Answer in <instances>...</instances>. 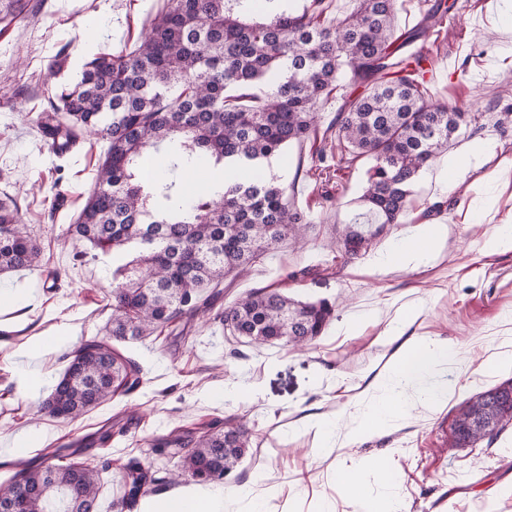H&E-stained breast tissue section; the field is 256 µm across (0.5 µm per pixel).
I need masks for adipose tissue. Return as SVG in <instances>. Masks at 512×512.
<instances>
[{
  "label": "adipose tissue",
  "mask_w": 512,
  "mask_h": 512,
  "mask_svg": "<svg viewBox=\"0 0 512 512\" xmlns=\"http://www.w3.org/2000/svg\"><path fill=\"white\" fill-rule=\"evenodd\" d=\"M447 237L448 227L444 224L401 237L377 258L376 265L387 271L424 265L439 254ZM419 316L418 305L410 303L399 315L387 320L383 335L395 350L368 381L357 384L352 397L360 412L356 427L342 429L335 417L311 419V426L320 436L321 454L340 452L384 436L410 413L429 417L447 407L455 389L449 386L445 374L458 359V345L441 336L408 334V327ZM336 481L362 512H395L386 496L370 492L361 470H339ZM242 494L239 488L217 493L201 485L184 487L172 494L149 498L141 512H231Z\"/></svg>",
  "instance_id": "adipose-tissue-1"
}]
</instances>
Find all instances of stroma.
Listing matches in <instances>:
<instances>
[{
	"mask_svg": "<svg viewBox=\"0 0 512 512\" xmlns=\"http://www.w3.org/2000/svg\"><path fill=\"white\" fill-rule=\"evenodd\" d=\"M32 13L0 21V198H14L42 250L40 267L0 274V480L13 471L8 454L18 437L38 438L29 457L93 433L115 418L132 419L126 437L95 448L89 460L102 467L99 512L119 508L121 475L138 460L163 477L156 494L172 491L165 478L176 469L168 455L149 453L153 440L172 432L197 431L207 423L236 417L253 432L248 455L222 485L274 488L266 512H354L336 484V471L357 468L372 455L396 471L391 488L402 512H512V426L493 442L472 448L448 445L457 405L475 393L512 379V368L483 371L493 354H512V250L486 253L484 240L512 225V125L494 128L490 113L512 107V0H457L455 10L405 48L432 60L434 103L474 102L483 128L471 141H455L446 156L465 144L481 148L478 164H461L455 187L440 199L434 176L424 172L413 187L403 222L387 226L370 253L347 261L330 244L344 234L359 208L369 161L341 172H319L316 153L342 107L332 93L319 108L318 138L291 144L272 158L267 178L287 184L288 200L310 218L302 245L270 250L244 272L225 276L224 304L249 292L280 289L302 301L328 300L336 317L306 351L278 345L255 346L225 336L214 319H194L188 342L176 328L162 336L127 344L143 368V383L113 397L84 416L62 422L38 413L37 405L63 372L69 345L43 350L44 337L69 332L73 340L103 335L111 316L103 294L112 282V259L89 246L75 247L68 232L94 183L105 145L91 139L65 155L54 154L36 123L38 113L62 86L76 81L84 63L99 50L130 52L145 37L149 18L164 0H31ZM492 32V44L480 36ZM438 222L450 229L442 257L414 271H375L373 253L413 227L426 223L435 202ZM423 297L414 325L425 336H445L460 348L447 379L456 394L432 419L404 421L394 434L348 449L341 457L316 454L309 412L341 413L354 424L350 395L332 389L328 372L353 383L392 352L383 323L369 319L353 335L339 327L351 311L381 310L396 315L408 300ZM242 387L249 398L225 396Z\"/></svg>",
	"mask_w": 512,
	"mask_h": 512,
	"instance_id": "stroma-1",
	"label": "stroma"
}]
</instances>
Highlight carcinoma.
<instances>
[{"mask_svg":"<svg viewBox=\"0 0 512 512\" xmlns=\"http://www.w3.org/2000/svg\"><path fill=\"white\" fill-rule=\"evenodd\" d=\"M322 4L312 0L299 14L274 0H167L135 50L95 53L78 81L49 99L40 128L66 145L90 137L108 143L94 190L70 225L73 240L123 262L112 265L107 333L71 349L38 412L72 421L134 392L143 368L120 345L209 315L221 295L212 285L224 275L302 240L307 216L288 202V186L238 173L314 135L318 106L333 91L345 98L328 127L336 151L321 150L318 162L331 159L340 171L373 161L358 207L376 228L343 234L337 250L348 258L370 248L385 226L401 223L419 174L466 133V117L428 96L432 60L397 56L456 0H436L420 27L400 35L398 0H354L349 14L327 22ZM164 143L178 150L169 172L142 173L144 157ZM210 161L228 174L226 182L194 197L173 191L178 168ZM40 261L18 206L0 199V273ZM216 318L257 345L301 348L322 335L333 308L262 288ZM511 424L509 379L462 402L449 446L473 447ZM128 432L115 423L90 444L106 447ZM249 448V430L233 420L151 444L153 453L178 456L170 483L220 482ZM85 450L80 443L16 465L0 481V502L12 503L13 512H99L100 471L82 458ZM157 482L150 469L129 463L121 505L149 497Z\"/></svg>","mask_w":512,"mask_h":512,"instance_id":"obj_1","label":"carcinoma"}]
</instances>
